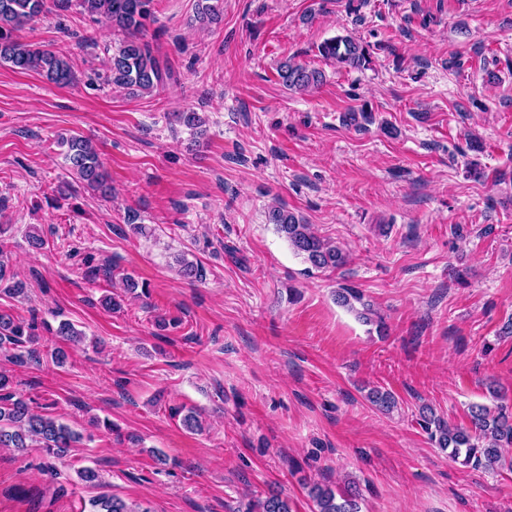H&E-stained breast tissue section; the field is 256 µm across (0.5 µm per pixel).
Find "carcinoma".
I'll use <instances>...</instances> for the list:
<instances>
[{
	"mask_svg": "<svg viewBox=\"0 0 512 512\" xmlns=\"http://www.w3.org/2000/svg\"><path fill=\"white\" fill-rule=\"evenodd\" d=\"M80 12L103 21L119 32L121 39L105 49L103 80L118 88L152 93L170 78V68L164 65L152 43L145 40L142 31L153 15V0H57L56 5L70 3ZM48 11L47 0H0V63L20 72L34 71L49 82L66 86L76 80L70 59L62 54L43 49L16 37L23 26ZM319 53L326 59L349 67L359 68L367 62L366 50L353 38L333 37L323 42ZM278 75L284 86L295 90H308L322 82L317 69L294 64L286 60L279 64ZM66 159L75 180L86 190L104 194L109 189L108 174L103 168L98 150L83 136L67 139ZM268 220L281 233L292 251L316 269L335 270L344 266V251L318 237L294 212L273 207ZM179 274L187 279L201 280L204 268L192 261L182 260ZM336 303L354 309L363 322L372 321L371 305L363 302L359 290L345 287L336 290ZM36 322L19 321L9 313L0 312V348L8 353L11 362H36L39 352L34 344L39 340ZM370 402L380 411L388 413L395 407V398L389 391L373 389ZM423 426L437 447L448 453L454 461L465 465L498 471L512 470V460L504 450L512 448V405L500 404L491 409L482 404L468 407L469 424L446 421L422 408ZM81 435L53 417L36 412L30 403L12 387L8 375L0 372V448H12L24 454L39 448L50 458L62 459L77 447ZM317 512H360L358 493L346 490L340 494L326 486L316 484L309 490ZM92 512H134L120 498L100 497L91 501ZM246 512H290L288 499L271 490L253 500Z\"/></svg>",
	"mask_w": 512,
	"mask_h": 512,
	"instance_id": "cac0c4a2",
	"label": "carcinoma"
}]
</instances>
